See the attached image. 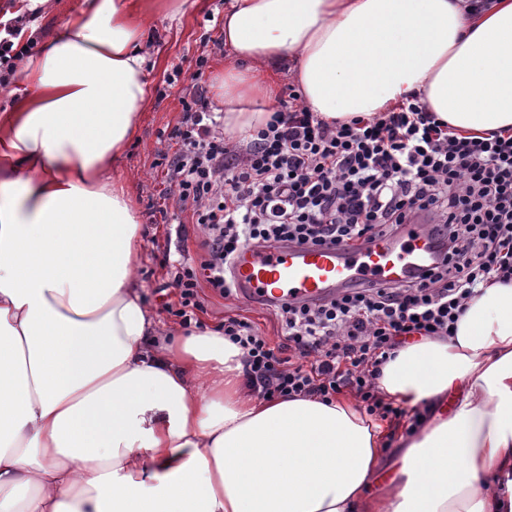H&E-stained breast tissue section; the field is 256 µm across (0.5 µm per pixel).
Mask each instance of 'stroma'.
I'll return each mask as SVG.
<instances>
[{
	"label": "stroma",
	"instance_id": "1",
	"mask_svg": "<svg viewBox=\"0 0 512 512\" xmlns=\"http://www.w3.org/2000/svg\"><path fill=\"white\" fill-rule=\"evenodd\" d=\"M225 0H196L184 16L173 19L158 10L148 16L151 40L148 44L147 83L149 102L123 160L115 174L131 192L147 238L143 261L138 269L144 301L158 315L164 326H172L173 315L163 308L171 280L170 265L163 244L169 224L161 210H174L173 200L164 199L159 155L167 150L168 134L182 117V100L192 89V76L199 55H208L202 81L212 86L213 78L223 72L230 51L222 45ZM202 308L197 313L204 328L220 327L225 316L240 314L257 323L271 343L282 340L281 324L275 314L224 299L210 288L200 290Z\"/></svg>",
	"mask_w": 512,
	"mask_h": 512
}]
</instances>
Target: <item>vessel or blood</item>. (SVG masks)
Masks as SVG:
<instances>
[{
	"instance_id": "1",
	"label": "vessel or blood",
	"mask_w": 512,
	"mask_h": 512,
	"mask_svg": "<svg viewBox=\"0 0 512 512\" xmlns=\"http://www.w3.org/2000/svg\"><path fill=\"white\" fill-rule=\"evenodd\" d=\"M439 246L426 224H403L367 244L242 248L232 276L239 300L258 307L321 305L359 283L399 284L429 270Z\"/></svg>"
}]
</instances>
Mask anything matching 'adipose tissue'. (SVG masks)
Listing matches in <instances>:
<instances>
[{"mask_svg": "<svg viewBox=\"0 0 512 512\" xmlns=\"http://www.w3.org/2000/svg\"><path fill=\"white\" fill-rule=\"evenodd\" d=\"M187 2L85 0L0 113V512H512V282L383 365L380 396L428 418L375 501L384 432L354 401L261 399L240 347L144 302L112 166L149 100V11ZM222 32L239 138L288 58L327 121L416 94L461 133L512 128V0H230Z\"/></svg>", "mask_w": 512, "mask_h": 512, "instance_id": "1", "label": "adipose tissue"}]
</instances>
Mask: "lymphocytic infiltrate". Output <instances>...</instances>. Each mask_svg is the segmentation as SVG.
Wrapping results in <instances>:
<instances>
[{
  "instance_id": "1",
  "label": "lymphocytic infiltrate",
  "mask_w": 512,
  "mask_h": 512,
  "mask_svg": "<svg viewBox=\"0 0 512 512\" xmlns=\"http://www.w3.org/2000/svg\"><path fill=\"white\" fill-rule=\"evenodd\" d=\"M30 19H0V86L35 49ZM162 155L165 194L191 209L204 255L172 263L176 301L166 310L190 326L203 287L222 298L239 249L259 241L326 245L372 241L425 214L444 249L433 271L398 286H355L328 304L282 306L283 340L254 322L225 319L224 336L244 352L258 396L333 401L356 390L365 412L421 425V411L384 401L380 368L411 338L452 336L468 300L512 280V130L463 134L411 95L370 117L327 122L299 90L252 138L224 131L207 89L194 85Z\"/></svg>"
}]
</instances>
